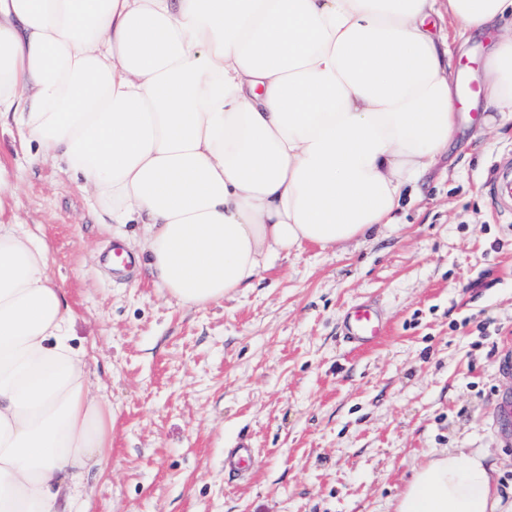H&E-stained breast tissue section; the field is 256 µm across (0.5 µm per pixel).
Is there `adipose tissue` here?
<instances>
[{
	"mask_svg": "<svg viewBox=\"0 0 512 512\" xmlns=\"http://www.w3.org/2000/svg\"><path fill=\"white\" fill-rule=\"evenodd\" d=\"M447 16L487 34L490 129L512 122V0H0V120L61 162L184 307L271 257L367 237L453 143ZM46 243L0 222V512H78L109 466ZM495 466L451 448L395 512H503Z\"/></svg>",
	"mask_w": 512,
	"mask_h": 512,
	"instance_id": "obj_1",
	"label": "adipose tissue"
}]
</instances>
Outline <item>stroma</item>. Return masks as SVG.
Here are the masks:
<instances>
[{"label": "stroma", "mask_w": 512, "mask_h": 512, "mask_svg": "<svg viewBox=\"0 0 512 512\" xmlns=\"http://www.w3.org/2000/svg\"><path fill=\"white\" fill-rule=\"evenodd\" d=\"M469 102L447 154L423 176L398 230L281 256L249 288L205 307L169 301L105 253L109 224L73 179L29 164L0 126L15 186L5 221L49 247L76 345L112 404V471L83 512H395L414 468L446 448L486 451L512 502V223L483 183L512 125L479 132ZM374 304L387 325L368 351L344 312ZM250 472L224 476L240 438Z\"/></svg>", "instance_id": "1"}]
</instances>
